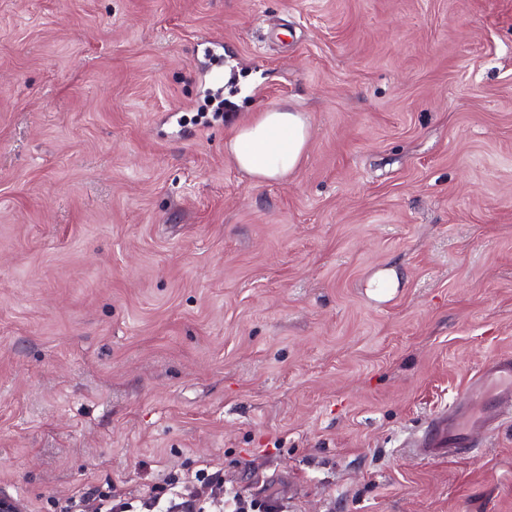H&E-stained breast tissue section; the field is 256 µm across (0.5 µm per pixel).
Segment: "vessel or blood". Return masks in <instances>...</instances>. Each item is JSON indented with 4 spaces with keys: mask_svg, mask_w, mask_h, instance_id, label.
I'll list each match as a JSON object with an SVG mask.
<instances>
[{
    "mask_svg": "<svg viewBox=\"0 0 512 512\" xmlns=\"http://www.w3.org/2000/svg\"><path fill=\"white\" fill-rule=\"evenodd\" d=\"M512 415V356L490 357L467 387L465 402L430 419L415 446L427 455L464 451L481 432L495 429Z\"/></svg>",
    "mask_w": 512,
    "mask_h": 512,
    "instance_id": "b4317fda",
    "label": "vessel or blood"
}]
</instances>
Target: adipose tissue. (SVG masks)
<instances>
[{
  "instance_id": "1",
  "label": "adipose tissue",
  "mask_w": 512,
  "mask_h": 512,
  "mask_svg": "<svg viewBox=\"0 0 512 512\" xmlns=\"http://www.w3.org/2000/svg\"><path fill=\"white\" fill-rule=\"evenodd\" d=\"M308 138L304 114L277 106L241 125L228 142V152L255 181H280L299 165Z\"/></svg>"
}]
</instances>
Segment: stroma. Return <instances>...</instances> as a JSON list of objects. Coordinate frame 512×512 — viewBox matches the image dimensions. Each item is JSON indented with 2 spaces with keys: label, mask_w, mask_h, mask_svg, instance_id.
Segmentation results:
<instances>
[{
  "label": "stroma",
  "mask_w": 512,
  "mask_h": 512,
  "mask_svg": "<svg viewBox=\"0 0 512 512\" xmlns=\"http://www.w3.org/2000/svg\"><path fill=\"white\" fill-rule=\"evenodd\" d=\"M288 105L299 166L236 128ZM392 273L388 294L371 282ZM512 0H0V493L223 470L206 512H512ZM308 138L304 114L277 106L241 125L228 142V152L234 164L255 181H280L299 165ZM512 414V356L490 357L467 387L465 402L430 419L413 446L425 455L474 448L476 434L495 429Z\"/></svg>",
  "instance_id": "obj_1"
}]
</instances>
